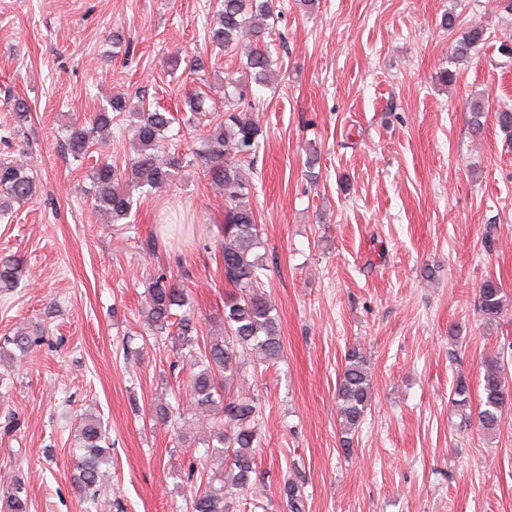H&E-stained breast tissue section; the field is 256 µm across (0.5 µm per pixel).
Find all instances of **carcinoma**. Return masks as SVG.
Returning <instances> with one entry per match:
<instances>
[{
	"label": "carcinoma",
	"instance_id": "1",
	"mask_svg": "<svg viewBox=\"0 0 512 512\" xmlns=\"http://www.w3.org/2000/svg\"><path fill=\"white\" fill-rule=\"evenodd\" d=\"M276 0H220L216 17L206 29L208 42L226 52L239 55L242 77L225 78L224 119L213 116L215 103L204 92L186 93L189 116L182 118L185 128H204L201 145L188 153L171 147L166 136L176 117L165 109L152 108L114 96L108 107L95 113L90 122H73L68 129V146L74 157H84L94 146L95 135L129 113L136 118L132 145L134 156L120 168L109 162L93 167L96 206L110 216L112 223L125 224L137 198L170 182L185 167L202 171L211 188L224 196V242L222 257L225 280L237 293L224 302V334L200 342L199 321L191 311L188 289L154 277L148 286L144 307V329L140 336L158 339L168 336L180 358L198 368L189 382L191 410L212 419V440L199 465L190 466L189 475L199 484L191 497V512H237L249 505L238 495L255 484L261 409L255 399L231 392L246 355L261 363L279 359L283 345L275 304L265 289L267 267L256 252L262 242L255 212L250 203L251 183L244 174L253 163L252 153L263 132L253 117L249 82L268 87L282 70L278 59L264 45L269 34L267 21L275 12ZM485 31L470 28L458 40L453 57L462 61L471 49L484 41ZM37 173L22 158H0V212L15 203L32 199L37 192ZM25 276L22 263L14 258L0 259V288H12ZM507 304L500 284L489 279L479 290V310L485 318L499 317ZM41 336L20 332L4 338L22 354L31 352ZM504 364L492 358L485 364L479 424L486 430L499 427L507 407H512V387L503 376ZM338 411L345 454L353 452V442L364 415L371 405L369 361L357 346L345 355V366L337 389ZM108 425L97 416L81 418L75 454L74 488L87 504L86 512H108L112 502L100 484L101 465L109 456L104 446ZM289 512H304L298 484L284 485ZM0 512H28V490L16 477L0 492Z\"/></svg>",
	"mask_w": 512,
	"mask_h": 512
}]
</instances>
